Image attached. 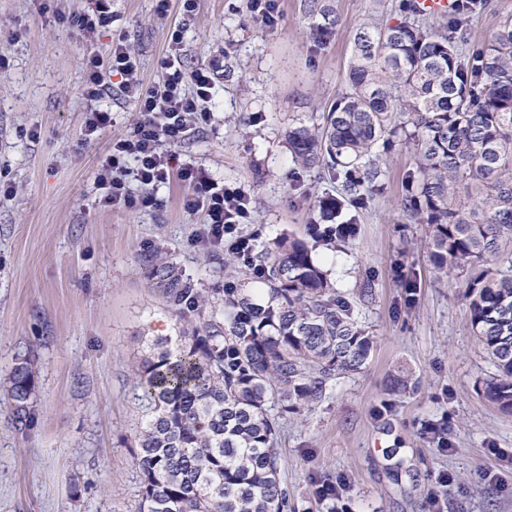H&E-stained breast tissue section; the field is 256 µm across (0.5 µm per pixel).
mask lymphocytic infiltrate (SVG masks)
I'll list each match as a JSON object with an SVG mask.
<instances>
[{"label": "lymphocytic infiltrate", "instance_id": "f902f5d3", "mask_svg": "<svg viewBox=\"0 0 512 512\" xmlns=\"http://www.w3.org/2000/svg\"><path fill=\"white\" fill-rule=\"evenodd\" d=\"M181 22L167 32L168 54L163 62V79L143 88L134 53L124 41L112 44L109 54L87 51L83 65L87 74L86 94L94 105L86 113L84 136L94 139L112 125L111 111L96 102L110 95L113 76H120L125 95L140 112V120L129 134L114 139L99 161L96 182L101 200L112 208H151L158 206L155 188L177 177L188 186V211H203V233L212 246L230 245L247 256L254 247V236L242 234L239 226L249 217V199L238 188L212 180L204 170L189 163H178L170 145L185 141L196 124L207 121L206 106L213 98L214 81L210 69L184 71L181 52L184 35L194 23L197 0H183ZM141 194L132 192V185Z\"/></svg>", "mask_w": 512, "mask_h": 512}]
</instances>
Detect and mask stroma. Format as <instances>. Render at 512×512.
<instances>
[{
  "instance_id": "1",
  "label": "stroma",
  "mask_w": 512,
  "mask_h": 512,
  "mask_svg": "<svg viewBox=\"0 0 512 512\" xmlns=\"http://www.w3.org/2000/svg\"><path fill=\"white\" fill-rule=\"evenodd\" d=\"M90 0H0V389L17 361L35 379L33 428L19 431L0 397V512H138L132 446L143 415L135 368L149 340L175 337L180 321L149 288L139 254L167 256L209 296L240 284L227 248L203 242L202 212L184 207L178 179L159 186L160 207L112 209L95 184L98 158L140 118L120 90L99 105L112 125L84 140L91 105L83 55L124 40L144 87L157 82L166 31L180 20L157 0H112L113 23L87 40L72 26ZM278 0L266 28L244 0H199L184 37L183 67L211 69L209 119L172 146L180 161L250 198L240 230L264 246L311 238L320 201L340 180L299 167L290 128L318 125L346 84L352 40L369 21L401 16V0ZM329 21L327 43L313 29ZM382 191L344 206L348 240L311 239L313 257L374 338L366 368L337 379L312 409L288 416L279 437L280 477L294 512H332L316 486H342L349 512H512V413L488 403L496 372L471 327L457 279L439 277L428 229L402 205L412 146L381 155ZM411 287H404V280ZM447 422L448 443L428 424ZM452 483L439 491L437 481Z\"/></svg>"
}]
</instances>
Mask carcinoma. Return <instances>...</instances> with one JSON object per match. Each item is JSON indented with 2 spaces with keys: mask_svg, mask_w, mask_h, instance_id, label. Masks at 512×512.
I'll use <instances>...</instances> for the list:
<instances>
[{
  "mask_svg": "<svg viewBox=\"0 0 512 512\" xmlns=\"http://www.w3.org/2000/svg\"><path fill=\"white\" fill-rule=\"evenodd\" d=\"M405 14L355 35L344 90L322 125L288 131V150L298 165L342 178L341 197L320 204L328 220L383 188L378 153L413 145L403 208L428 226L436 273L463 279L472 330L497 369L484 395L511 413L512 274L493 275L484 262L512 240V24L470 49L465 0L440 31L412 6ZM140 263L183 323L179 336L153 340L138 365L140 512H285L281 420L362 370L373 336L299 238L244 262L260 271L262 302L244 288L213 300L158 252ZM6 392L16 428L32 426L27 361L11 368Z\"/></svg>",
  "mask_w": 512,
  "mask_h": 512,
  "instance_id": "cac0c4a2",
  "label": "carcinoma"
}]
</instances>
